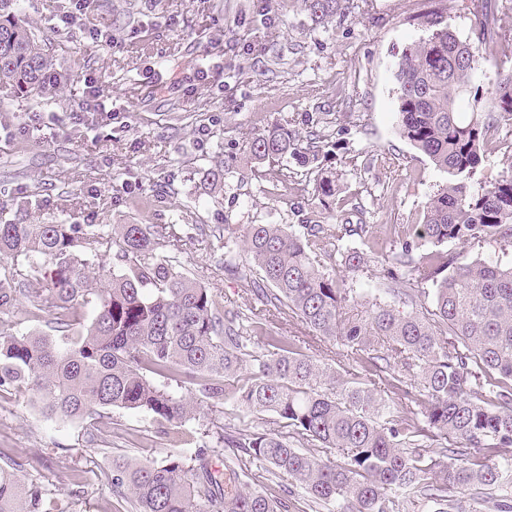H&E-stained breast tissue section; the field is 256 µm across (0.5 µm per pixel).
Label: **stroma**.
<instances>
[{
	"instance_id": "35a3bbf8",
	"label": "stroma",
	"mask_w": 512,
	"mask_h": 512,
	"mask_svg": "<svg viewBox=\"0 0 512 512\" xmlns=\"http://www.w3.org/2000/svg\"><path fill=\"white\" fill-rule=\"evenodd\" d=\"M73 8V0H20L26 24L46 30L44 48L62 80L52 103L0 106V200L39 203L44 219L66 224L201 225L205 235L175 261L229 307L246 302L247 262L239 244L222 249L212 230L368 224L371 234L339 247L371 257L353 273L355 287L396 304L387 291L389 242L422 223L427 200L448 182L399 135L397 62L428 36L420 20L428 12L460 39H475L465 0H367L322 27L300 0H97L83 19L102 33L99 43L50 28ZM202 67L204 84L195 79ZM85 74L97 78L102 103L88 99ZM82 106L83 124L67 123ZM273 126L318 134L321 158L284 170L255 164L247 144ZM320 169L339 178L327 209L315 192ZM423 250L512 264V245L491 239ZM89 427L45 417L27 396L0 398V463L24 462L26 477L62 492L82 471L81 512H125L105 472L122 456L164 457L167 437L150 417L121 409L106 446L87 444Z\"/></svg>"
}]
</instances>
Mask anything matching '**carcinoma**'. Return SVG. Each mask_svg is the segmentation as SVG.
<instances>
[{"label": "carcinoma", "instance_id": "1", "mask_svg": "<svg viewBox=\"0 0 512 512\" xmlns=\"http://www.w3.org/2000/svg\"><path fill=\"white\" fill-rule=\"evenodd\" d=\"M0 0V98L44 96L56 74L41 36ZM316 23L345 16L348 0H302ZM479 35L463 41L439 17L423 16L431 33L402 52L399 131L448 184L426 203L424 220L398 240L391 255L389 292L414 306L418 285H434L430 304L411 312L369 297L328 268V227L250 224L243 251L259 272L241 273L250 298L297 320L301 335L285 338L269 320L226 307L217 293L172 263L167 253L194 238L197 224H24L0 222V392H33L43 412L62 420H96L114 409L143 413L172 430L173 451L160 460L113 461L110 495L126 512H284L287 505L249 488L252 466L267 464L284 491L299 484L327 512H402L405 503L434 504L437 512H481L482 503H448V488L512 487V266L492 260L439 262L418 253L494 238L512 243V163L498 178L475 175L487 160L490 132L512 124V73L482 94L475 76L498 37L496 10L474 5ZM259 164L289 157L305 165L317 156L309 138L272 127L248 143ZM320 201L336 195V176L316 184ZM368 224L336 225V241L365 236ZM356 272L371 257L342 256ZM415 278L400 287L408 272ZM20 301L48 331L23 332L10 316ZM91 306L84 331L77 310ZM262 339L264 351L249 349ZM319 339L362 368L341 374L303 351ZM247 370L251 382L240 383ZM163 378L167 383L161 384ZM176 382L172 388L170 382ZM383 385L391 396L377 393ZM423 407L424 420L403 416L394 397ZM233 400L276 419L263 428L212 422L211 452L235 448L246 458L212 470L208 456L180 448L196 443L186 423L207 408L224 413ZM437 451H420L421 441ZM324 449L325 457L300 450ZM72 490L28 481L18 463L0 465V512H77Z\"/></svg>", "mask_w": 512, "mask_h": 512}]
</instances>
